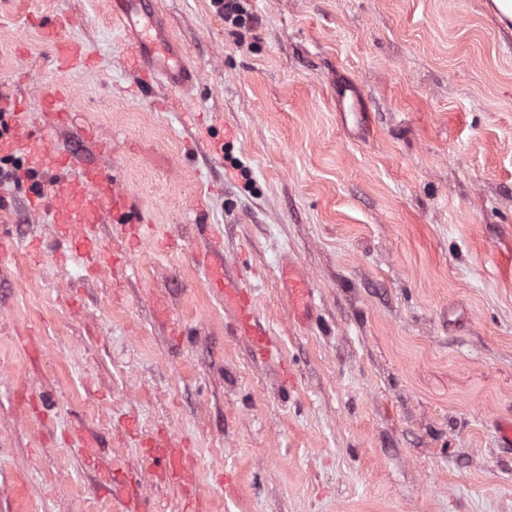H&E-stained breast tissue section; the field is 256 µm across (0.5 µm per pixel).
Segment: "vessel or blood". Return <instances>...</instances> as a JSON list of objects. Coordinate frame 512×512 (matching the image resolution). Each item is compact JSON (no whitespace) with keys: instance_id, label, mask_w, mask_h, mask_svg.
I'll use <instances>...</instances> for the list:
<instances>
[{"instance_id":"obj_1","label":"vessel or blood","mask_w":512,"mask_h":512,"mask_svg":"<svg viewBox=\"0 0 512 512\" xmlns=\"http://www.w3.org/2000/svg\"><path fill=\"white\" fill-rule=\"evenodd\" d=\"M108 2L113 18L135 32L130 44L131 67L140 82L151 88L165 86L173 97V109L188 111L187 97L193 86L194 75L185 62L172 56L167 40L150 34L149 29L155 26L158 17L152 0ZM142 20L147 22L148 31L138 30L137 24ZM44 38L54 45L61 62L77 61L84 54L81 44L68 39L62 28L45 31ZM0 153L21 156L27 163L30 181H37L42 171L57 172L58 179L52 186V194L58 202L54 210V230L57 238L70 241L72 253L102 256L98 238L85 230L86 225L98 223L101 206H108L113 223L134 224L139 219L136 201L121 192L112 178L99 169H85L75 180L65 178L69 161L66 156L51 149L49 137L35 140L28 134L16 131L0 139ZM208 273L212 287L223 292L225 303L237 308L242 325H250V304L237 285L228 279L222 266H209ZM143 454L158 481L178 479L186 484L191 483V474L183 466L184 449L147 448ZM107 481L112 496L121 499L123 512H148L135 483L115 475L108 476Z\"/></svg>"}]
</instances>
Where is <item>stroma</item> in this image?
Instances as JSON below:
<instances>
[{"mask_svg": "<svg viewBox=\"0 0 512 512\" xmlns=\"http://www.w3.org/2000/svg\"><path fill=\"white\" fill-rule=\"evenodd\" d=\"M244 6L238 27L156 0L197 75L188 119L136 86L106 0H0V91L143 219L139 249L103 223L110 261L63 263L32 184L0 183V512H119L116 467L151 512L190 490L205 512H512V21L493 0ZM63 16L91 66L44 40ZM147 443L186 446L192 486L156 481ZM207 269L212 287L220 293L224 292V303L233 305L238 309L242 326L248 336H252L254 344L260 349L266 347L268 343L266 335L250 330V323L253 318L250 304L240 293L238 286L228 279L223 266L209 265Z\"/></svg>", "mask_w": 512, "mask_h": 512, "instance_id": "35a3bbf8", "label": "stroma"}]
</instances>
